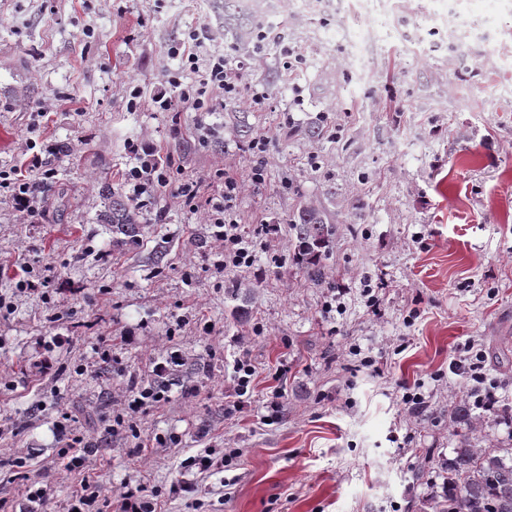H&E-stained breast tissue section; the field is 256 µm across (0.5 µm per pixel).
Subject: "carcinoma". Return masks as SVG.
Returning a JSON list of instances; mask_svg holds the SVG:
<instances>
[{"label":"carcinoma","mask_w":512,"mask_h":512,"mask_svg":"<svg viewBox=\"0 0 512 512\" xmlns=\"http://www.w3.org/2000/svg\"><path fill=\"white\" fill-rule=\"evenodd\" d=\"M224 29L243 41L250 36L248 17L229 11L227 5ZM104 223L112 225L115 234L134 236L138 232L134 212L119 199L112 200ZM288 229L293 260L310 282L321 284L325 252L337 234V225L319 210L302 209L289 219ZM445 469L448 477L443 491L431 498L433 512H512V448L479 449L465 435Z\"/></svg>","instance_id":"obj_1"}]
</instances>
